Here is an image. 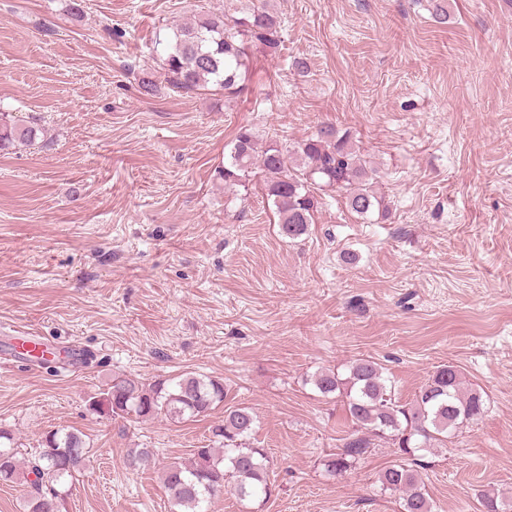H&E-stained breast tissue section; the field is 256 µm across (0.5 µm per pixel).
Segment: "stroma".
<instances>
[{"instance_id":"35a3bbf8","label":"stroma","mask_w":512,"mask_h":512,"mask_svg":"<svg viewBox=\"0 0 512 512\" xmlns=\"http://www.w3.org/2000/svg\"><path fill=\"white\" fill-rule=\"evenodd\" d=\"M219 5L239 0H0V111L41 127L0 152V430L25 459L48 433L84 435L66 512H169L161 466L246 407L275 491L208 512H400L377 483L388 445L323 471L353 427L309 378L371 357L405 404L451 363L487 411L423 457L434 512L512 497V0H449L444 25L432 0H270L282 44L232 102L142 95L160 30ZM324 122L351 132L390 214L357 219L332 193L291 240L259 182L216 170L240 126L289 146ZM184 372L222 380L224 408L89 407L113 377ZM133 448L155 466L128 469Z\"/></svg>"}]
</instances>
